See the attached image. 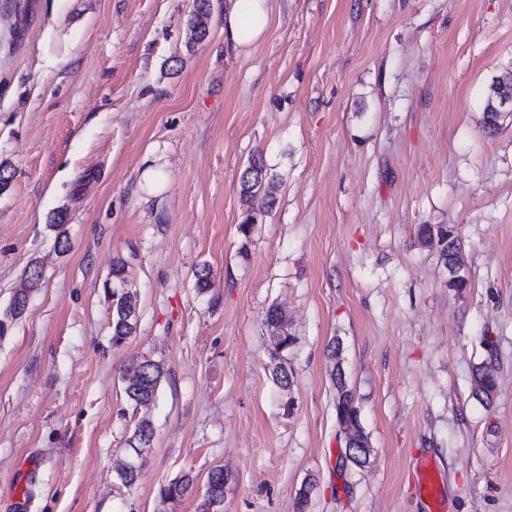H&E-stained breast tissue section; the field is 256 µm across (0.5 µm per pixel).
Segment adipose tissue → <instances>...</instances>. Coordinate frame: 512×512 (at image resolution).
<instances>
[{
  "label": "adipose tissue",
  "instance_id": "adipose-tissue-1",
  "mask_svg": "<svg viewBox=\"0 0 512 512\" xmlns=\"http://www.w3.org/2000/svg\"><path fill=\"white\" fill-rule=\"evenodd\" d=\"M271 0H227L224 43L237 53L249 54L262 41L271 22Z\"/></svg>",
  "mask_w": 512,
  "mask_h": 512
}]
</instances>
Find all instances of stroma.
<instances>
[{
    "label": "stroma",
    "mask_w": 512,
    "mask_h": 512,
    "mask_svg": "<svg viewBox=\"0 0 512 512\" xmlns=\"http://www.w3.org/2000/svg\"><path fill=\"white\" fill-rule=\"evenodd\" d=\"M224 3L198 40L194 0H0V310L29 291L0 339V512H203L202 490L160 489L217 465L224 512H295L310 476L308 512H428L423 459L446 512H512V116L484 124L512 72V0H272L246 57L224 46ZM255 154L276 205L246 238ZM425 224L455 227L463 291ZM120 258L138 325L116 349ZM273 305L298 338L288 388ZM336 336L361 468L339 459ZM146 360L166 374L128 488L143 413L121 370ZM266 324L275 339L278 336H282L281 339L273 341V350L270 353V363L273 365V379L283 388L290 387L291 375L288 372V368L284 365V359L281 358L280 352L294 346L297 337L289 332L288 316L278 306L273 305L269 307L266 313ZM284 379L288 380L287 384L282 383ZM496 366L493 357H488L472 369L474 378V392L476 398L485 397L490 399L491 392L495 388ZM153 435L154 429L150 418L141 417L138 419L134 425L132 437L129 440V446L136 455V461L129 462L132 466L121 467L117 472V477L124 486L130 487L137 481L145 457L144 454L141 455L138 452V448H142L141 452L145 453L146 448H149L148 446L151 445ZM197 476L187 472L176 477L161 488V494L169 500L176 501L190 494L196 488Z\"/></svg>",
    "instance_id": "obj_1"
}]
</instances>
